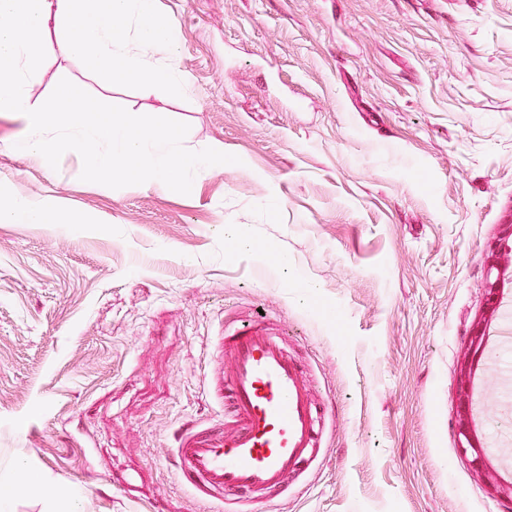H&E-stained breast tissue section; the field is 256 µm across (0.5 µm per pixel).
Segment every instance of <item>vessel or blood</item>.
<instances>
[{
	"mask_svg": "<svg viewBox=\"0 0 512 512\" xmlns=\"http://www.w3.org/2000/svg\"><path fill=\"white\" fill-rule=\"evenodd\" d=\"M231 401L221 427L181 433L172 454L196 503L229 512L232 497L263 496L292 478L320 435L311 390L267 316L225 323L217 377ZM265 500L259 512H271Z\"/></svg>",
	"mask_w": 512,
	"mask_h": 512,
	"instance_id": "1",
	"label": "vessel or blood"
}]
</instances>
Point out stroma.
<instances>
[{
  "instance_id": "35a3bbf8",
  "label": "stroma",
  "mask_w": 512,
  "mask_h": 512,
  "mask_svg": "<svg viewBox=\"0 0 512 512\" xmlns=\"http://www.w3.org/2000/svg\"><path fill=\"white\" fill-rule=\"evenodd\" d=\"M155 4L183 97L104 82L52 39L34 98L64 77L239 161L183 195L0 151V202L87 218L0 223V477L31 479L13 512H195L169 450L223 414L221 324L252 307L287 328L325 430L282 512H512L501 371L467 358L503 325L489 283L512 298V0ZM87 218L73 216L46 200L13 194L0 205L2 224H83Z\"/></svg>"
}]
</instances>
